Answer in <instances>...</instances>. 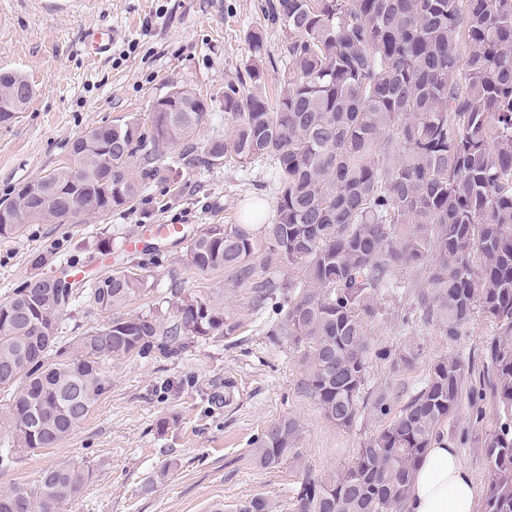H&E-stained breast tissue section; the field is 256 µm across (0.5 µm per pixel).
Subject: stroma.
<instances>
[{
  "instance_id": "1",
  "label": "stroma",
  "mask_w": 512,
  "mask_h": 512,
  "mask_svg": "<svg viewBox=\"0 0 512 512\" xmlns=\"http://www.w3.org/2000/svg\"><path fill=\"white\" fill-rule=\"evenodd\" d=\"M267 0H0V70L21 72L34 96L23 112L0 124V199L26 182L68 163L72 142L87 131L129 116L147 118L154 102L172 87L193 89L208 101L223 128L224 85L251 63L247 36L263 29L266 78L256 93L275 97L283 70L285 32L267 27ZM112 29L108 55L83 50L87 32ZM167 153L165 167L181 181L178 200L164 203L165 186L149 181L130 207L84 224H30L23 235L0 238V300L34 276H60L82 265L84 279L113 266L133 267L150 287L123 307L125 316L172 313L177 292L224 291V307L238 330L224 338L195 340L174 358L149 354L105 361L106 391L87 419L57 447L22 456L0 473V489L38 484L61 459L92 467L89 483L66 512H235L255 495L274 512H292L291 499L303 472L322 477L345 464L377 427L362 418L348 430L323 415L302 387L303 348L271 334L278 317L251 308L246 291L233 290L222 270L201 273L186 265L187 247L161 237L160 224L184 225L194 235L206 224H240L250 207L274 211L277 184L269 162L181 170ZM139 237L142 251L123 250ZM110 242L103 252L101 242ZM48 256L43 266L35 256ZM374 341L414 348L420 356L402 370L374 364L367 393L392 390L406 402L423 384L430 363L444 354L482 371L496 327L479 317L461 335L448 338L419 320L411 289L383 292ZM296 419L302 464L265 469L254 461V441L274 421ZM495 424L490 396L463 391L445 436L458 448L476 491H484L487 469L482 443Z\"/></svg>"
}]
</instances>
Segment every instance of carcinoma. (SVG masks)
I'll return each instance as SVG.
<instances>
[{"mask_svg":"<svg viewBox=\"0 0 512 512\" xmlns=\"http://www.w3.org/2000/svg\"><path fill=\"white\" fill-rule=\"evenodd\" d=\"M265 22L288 40L278 101L224 85V131L200 141L214 116L187 87L130 118L76 138L71 164L50 170L0 202V238L27 224L61 223L66 202L83 222L132 205L182 144L186 170L271 160L278 195L266 224H207L186 263L224 269L257 307L280 311L273 336L304 347L303 388L325 418L352 428L362 414L389 424L360 442L335 472L304 473L294 512H401L413 471L459 406L466 367L433 360L425 385L394 411L385 389L363 394L376 361L410 366L419 351L370 341L380 293L401 270L425 324L452 339L479 314L497 334L482 376L499 409L483 443L488 482L482 512H512V0H269ZM250 82L264 79L263 32L248 35ZM33 88L0 73V124ZM268 277L255 281V257ZM296 270L299 278L282 277ZM146 275L115 270L79 286L58 277L25 281L0 300V472L18 457L63 442L106 388L105 360L182 354L188 340L234 334L224 290L182 294L173 318L112 316L67 344L65 312L83 299L100 311L124 307ZM298 422L271 423L252 456L274 469L301 458ZM63 459L29 488L0 490V512L25 500L30 512H64L92 478ZM257 495L237 512H272Z\"/></svg>","mask_w":512,"mask_h":512,"instance_id":"carcinoma-1","label":"carcinoma"}]
</instances>
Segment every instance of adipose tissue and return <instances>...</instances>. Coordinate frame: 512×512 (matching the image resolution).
<instances>
[{
    "mask_svg": "<svg viewBox=\"0 0 512 512\" xmlns=\"http://www.w3.org/2000/svg\"><path fill=\"white\" fill-rule=\"evenodd\" d=\"M407 512H477L472 476L448 439L433 442L414 471Z\"/></svg>",
    "mask_w": 512,
    "mask_h": 512,
    "instance_id": "adipose-tissue-1",
    "label": "adipose tissue"
}]
</instances>
